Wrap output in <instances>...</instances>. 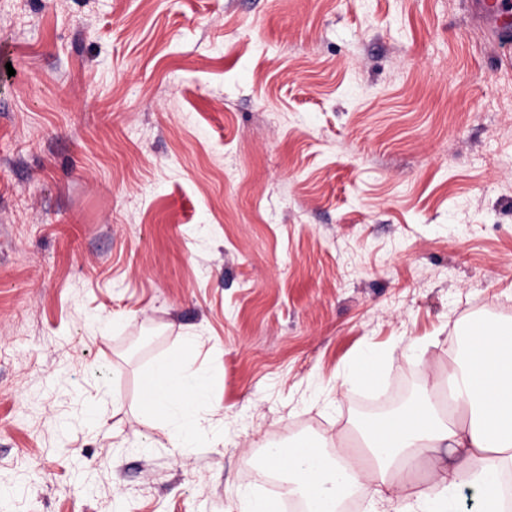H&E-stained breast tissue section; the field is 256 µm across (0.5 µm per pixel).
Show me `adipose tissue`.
Here are the masks:
<instances>
[{
  "mask_svg": "<svg viewBox=\"0 0 512 512\" xmlns=\"http://www.w3.org/2000/svg\"><path fill=\"white\" fill-rule=\"evenodd\" d=\"M458 334L465 356L447 385L424 387L364 426L359 446L323 438L306 450L268 449L269 468L306 512H337L355 492L369 495L370 512H456L452 492L464 482L477 490L479 512H502L501 477L512 468V321H482ZM213 383L180 358L160 360L145 379V407L176 446L199 426L197 408Z\"/></svg>",
  "mask_w": 512,
  "mask_h": 512,
  "instance_id": "ef3b65f1",
  "label": "adipose tissue"
}]
</instances>
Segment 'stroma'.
I'll return each mask as SVG.
<instances>
[{
  "instance_id": "35a3bbf8",
  "label": "stroma",
  "mask_w": 512,
  "mask_h": 512,
  "mask_svg": "<svg viewBox=\"0 0 512 512\" xmlns=\"http://www.w3.org/2000/svg\"><path fill=\"white\" fill-rule=\"evenodd\" d=\"M509 50L471 0H0V512H242L512 319ZM379 358L372 355L360 356L351 366L347 374L344 385L365 386L373 378L378 369ZM215 379L192 372L180 358L160 360L142 387L147 411L159 425L169 427L175 448L190 441L200 425L198 406L207 400Z\"/></svg>"
}]
</instances>
